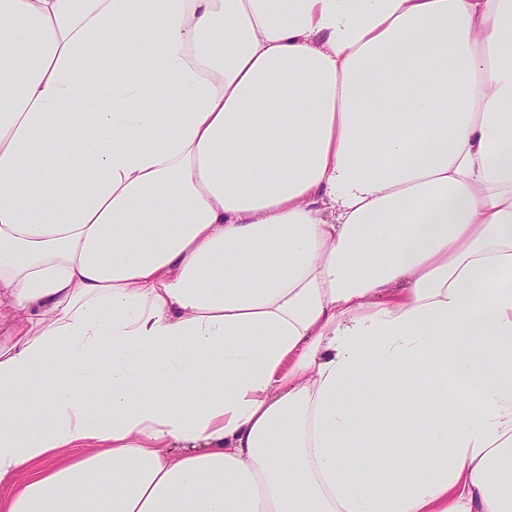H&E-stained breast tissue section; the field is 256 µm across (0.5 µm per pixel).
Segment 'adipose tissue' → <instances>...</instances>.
I'll use <instances>...</instances> for the list:
<instances>
[{
	"label": "adipose tissue",
	"instance_id": "obj_1",
	"mask_svg": "<svg viewBox=\"0 0 512 512\" xmlns=\"http://www.w3.org/2000/svg\"><path fill=\"white\" fill-rule=\"evenodd\" d=\"M0 37V512H512V0Z\"/></svg>",
	"mask_w": 512,
	"mask_h": 512
}]
</instances>
